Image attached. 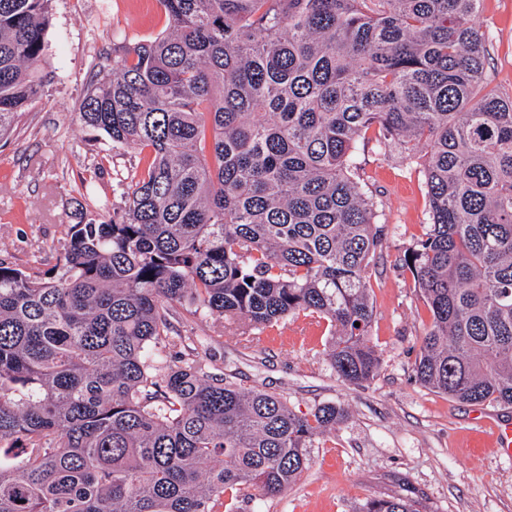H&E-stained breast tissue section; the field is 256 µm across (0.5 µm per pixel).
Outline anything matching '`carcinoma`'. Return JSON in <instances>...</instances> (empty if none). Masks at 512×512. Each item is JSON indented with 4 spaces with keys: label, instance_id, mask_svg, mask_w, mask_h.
Returning <instances> with one entry per match:
<instances>
[{
    "label": "carcinoma",
    "instance_id": "carcinoma-1",
    "mask_svg": "<svg viewBox=\"0 0 512 512\" xmlns=\"http://www.w3.org/2000/svg\"><path fill=\"white\" fill-rule=\"evenodd\" d=\"M49 2L0 0V140L42 96ZM482 2L159 0L165 29L80 107L149 155L121 214L71 225L43 277L0 262V512H235L307 469L343 408L299 416L167 348L207 343L179 307L262 330L315 314L338 377L374 378L371 129L422 160L416 378L512 405V98L484 76ZM358 512L419 510L395 494Z\"/></svg>",
    "mask_w": 512,
    "mask_h": 512
}]
</instances>
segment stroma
<instances>
[{
	"label": "stroma",
	"instance_id": "35a3bbf8",
	"mask_svg": "<svg viewBox=\"0 0 512 512\" xmlns=\"http://www.w3.org/2000/svg\"><path fill=\"white\" fill-rule=\"evenodd\" d=\"M477 22L488 36L485 77L512 97V0H485ZM165 26L157 0H52L45 35L51 80L0 142V261L43 275L71 224L122 207L120 183L139 167V152L113 150L82 124L79 107L112 51ZM360 158L385 226L366 272L375 307L370 340L381 360L370 383L338 378L327 321L291 318L248 341L221 318L177 317L183 334L210 336L202 356L208 373L280 393L301 416L327 402L347 411L333 434L314 439L310 465L295 483L262 501L238 500L239 512H357L366 499L395 492L420 512H512V457L501 453L493 431L512 425V406L459 403L415 376L430 314L403 256L427 230L421 168L385 153L373 138Z\"/></svg>",
	"mask_w": 512,
	"mask_h": 512
}]
</instances>
